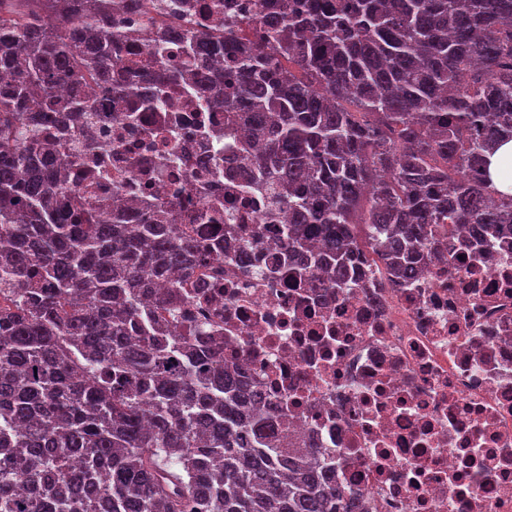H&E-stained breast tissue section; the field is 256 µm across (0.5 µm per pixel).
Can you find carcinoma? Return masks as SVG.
I'll use <instances>...</instances> for the list:
<instances>
[{
    "label": "carcinoma",
    "instance_id": "1",
    "mask_svg": "<svg viewBox=\"0 0 512 512\" xmlns=\"http://www.w3.org/2000/svg\"><path fill=\"white\" fill-rule=\"evenodd\" d=\"M209 29L158 5L155 85L130 106L136 150L159 135L141 110L193 84L251 140L249 188L286 207L235 266L270 246L299 277H348L361 248L396 277L465 227L512 234V195L488 157L512 141V0H262ZM147 0H0V512H364L330 480L335 458L294 448L257 407L224 345L187 327L185 288L220 259L168 206L102 218L74 188L96 143L76 130L113 97L122 46ZM179 41L175 63L162 55ZM70 85V95L59 98Z\"/></svg>",
    "mask_w": 512,
    "mask_h": 512
}]
</instances>
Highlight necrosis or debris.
Here are the masks:
<instances>
[{
  "mask_svg": "<svg viewBox=\"0 0 512 512\" xmlns=\"http://www.w3.org/2000/svg\"><path fill=\"white\" fill-rule=\"evenodd\" d=\"M126 110L116 100L90 122L100 154L126 200L171 203L181 189L208 214L182 221L223 241L224 258L188 288L186 314L223 337L225 363L287 420L296 446L335 454L337 481L363 493L368 512H512V246L471 233L451 263L421 258L404 280L363 250L338 290L270 268L241 273L226 225L260 224L274 239L288 222L246 187L247 127L209 140L224 115L190 92L152 114L166 140L146 168L118 142ZM175 150L208 157L210 182L170 162Z\"/></svg>",
  "mask_w": 512,
  "mask_h": 512,
  "instance_id": "necrosis-or-debris-1",
  "label": "necrosis or debris"
}]
</instances>
